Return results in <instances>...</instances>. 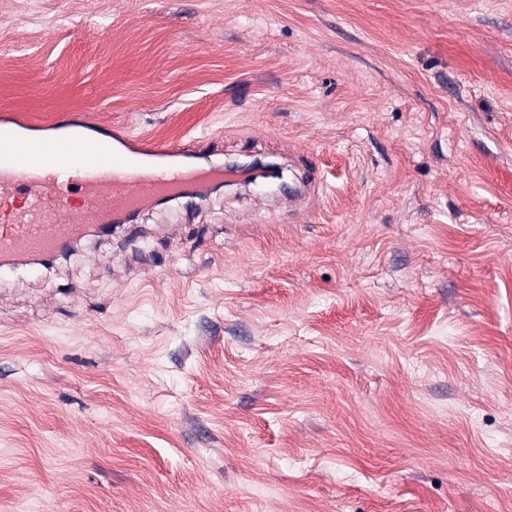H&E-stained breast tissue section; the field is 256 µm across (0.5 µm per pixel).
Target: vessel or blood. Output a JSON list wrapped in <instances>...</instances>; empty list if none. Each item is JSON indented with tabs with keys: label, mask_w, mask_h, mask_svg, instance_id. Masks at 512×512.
<instances>
[{
	"label": "vessel or blood",
	"mask_w": 512,
	"mask_h": 512,
	"mask_svg": "<svg viewBox=\"0 0 512 512\" xmlns=\"http://www.w3.org/2000/svg\"><path fill=\"white\" fill-rule=\"evenodd\" d=\"M82 121L76 114L46 132L29 118L0 117V271L39 264L87 231L109 232L225 175L197 165L198 144L143 140L124 128L86 136Z\"/></svg>",
	"instance_id": "b4317fda"
}]
</instances>
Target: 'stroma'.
<instances>
[{
	"label": "stroma",
	"instance_id": "35a3bbf8",
	"mask_svg": "<svg viewBox=\"0 0 512 512\" xmlns=\"http://www.w3.org/2000/svg\"><path fill=\"white\" fill-rule=\"evenodd\" d=\"M239 182L0 273V512H512V0H0V109Z\"/></svg>",
	"mask_w": 512,
	"mask_h": 512
}]
</instances>
